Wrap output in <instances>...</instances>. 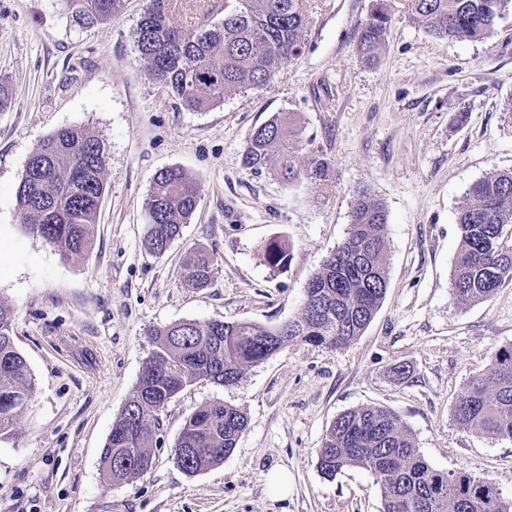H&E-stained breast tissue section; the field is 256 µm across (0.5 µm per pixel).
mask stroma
Masks as SVG:
<instances>
[{
  "label": "stroma",
  "mask_w": 512,
  "mask_h": 512,
  "mask_svg": "<svg viewBox=\"0 0 512 512\" xmlns=\"http://www.w3.org/2000/svg\"><path fill=\"white\" fill-rule=\"evenodd\" d=\"M304 4L299 56L265 85L191 112L134 48L147 0H125L112 22L88 29L60 0H0V82L10 91L0 108V305L35 379L16 430L0 437V512H383L368 471L330 479L318 467L332 422L364 407L397 413L432 467L488 478L512 500V441L454 416L469 380L512 346V283L474 305L452 290L468 190L490 170H512V0L490 37L448 41L396 0L375 64L356 48L374 0ZM276 113L299 167L331 161L329 184L243 167L251 133ZM66 126L89 127L108 165L95 247L65 259L29 232L16 191L36 144ZM168 167L194 178L200 199L157 256L144 243V200ZM362 190L388 216L387 291L364 333L337 349L289 343L233 385L197 379L159 412L152 467L105 483L100 453L150 357L149 330L297 318ZM275 239L291 251L276 270L264 253ZM197 248L216 265L209 285L193 289L183 259ZM215 401L240 408L247 427L222 463L186 474L175 443ZM280 470L288 494L273 498L267 482Z\"/></svg>",
  "instance_id": "35a3bbf8"
}]
</instances>
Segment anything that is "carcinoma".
Wrapping results in <instances>:
<instances>
[{
  "label": "carcinoma",
  "mask_w": 512,
  "mask_h": 512,
  "mask_svg": "<svg viewBox=\"0 0 512 512\" xmlns=\"http://www.w3.org/2000/svg\"><path fill=\"white\" fill-rule=\"evenodd\" d=\"M82 27L112 21L124 0H62ZM219 23L170 22L173 0H149L135 33V47L153 79L183 106L206 111L237 92L264 85L302 50V0H236ZM508 0H411V18L438 40L483 39L494 32ZM393 0H376L357 33L356 47L367 61L378 59L392 20ZM25 165L16 206L31 233L62 258L88 251L105 190L107 154L87 127L68 126L42 139ZM256 174L272 172L286 180L303 175L328 180L331 163L314 157L297 167L296 146L280 114L255 128L242 156ZM200 187L180 168L154 178L144 202V241L164 254L180 237L196 210ZM381 202L356 195L348 237L309 281L298 318L274 328L249 321L214 320L204 325L181 321L150 333L152 352L133 396L113 423L100 467L109 484L122 483L152 465L158 412L200 377L229 386L243 371L290 341L343 347L360 336L382 303L387 288L385 229ZM457 224L460 247L452 288L463 304L482 303L512 281V170H493L469 189ZM268 262L284 266L288 245L270 242ZM185 285L204 288L215 257L196 249L186 257ZM12 312L0 306V435L11 433L34 379L13 338ZM455 418L462 425L512 440V347L498 350L488 372L469 381L458 399ZM247 418L239 408L213 402L186 420L175 447L180 468L197 474L224 461L236 448ZM322 474L335 477L356 466L380 484L383 512H512V501L490 481L440 471L420 454L400 416L385 408H362L339 415L318 452Z\"/></svg>",
  "instance_id": "cac0c4a2"
}]
</instances>
